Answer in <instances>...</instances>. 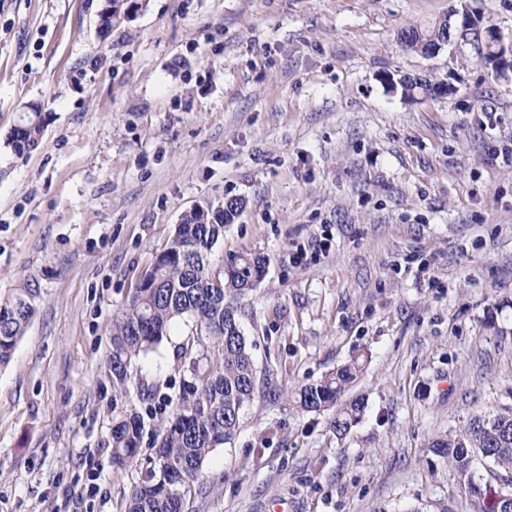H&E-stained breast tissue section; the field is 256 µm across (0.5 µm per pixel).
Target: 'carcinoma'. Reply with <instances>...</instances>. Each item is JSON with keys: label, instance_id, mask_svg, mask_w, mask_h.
<instances>
[{"label": "carcinoma", "instance_id": "obj_1", "mask_svg": "<svg viewBox=\"0 0 512 512\" xmlns=\"http://www.w3.org/2000/svg\"><path fill=\"white\" fill-rule=\"evenodd\" d=\"M123 0H108L111 14H100L103 32L126 17ZM448 18L426 27L409 26L399 33L404 46L426 55L429 37L447 28ZM401 91L433 92L436 84L418 82L412 74H399ZM44 132L40 110L25 113L14 126L8 144L21 156L37 147ZM243 200L231 198L209 215L210 223L197 224L187 214L176 225L170 245L155 265L140 277V286L112 317L110 332L114 399L128 395V368L133 359L148 354L171 326H189L177 346L178 367L188 374L178 393L171 396L149 390L145 412L126 411L112 421V466L124 470L139 462L145 434H150L153 457L136 485L126 512H193L187 490H203V467L211 452L236 435L241 413L257 392L252 344L239 320L235 300L257 287L266 262L252 254L232 255L215 269L208 259L224 238V226L233 222ZM33 315L22 296L0 301V366L9 362L18 340ZM364 357L354 355L336 370L312 382L282 385L272 390L302 412L320 413L336 408L333 432L345 434L359 422L365 401L355 398L338 405L363 371ZM431 448L456 473L471 512H503L499 496L512 494V405L493 412L477 409L459 430L435 438ZM485 465L488 479H474L476 461Z\"/></svg>", "mask_w": 512, "mask_h": 512}]
</instances>
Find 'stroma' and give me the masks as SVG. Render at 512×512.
I'll return each mask as SVG.
<instances>
[{
	"label": "stroma",
	"mask_w": 512,
	"mask_h": 512,
	"mask_svg": "<svg viewBox=\"0 0 512 512\" xmlns=\"http://www.w3.org/2000/svg\"><path fill=\"white\" fill-rule=\"evenodd\" d=\"M457 1L145 0L103 36L104 0H0V299L34 308L0 367V512H124L143 470L112 468V316L182 214L230 198L209 260L267 262L238 302L259 388L199 512H469L430 443L512 405V77L398 40ZM465 2L512 37V0ZM187 332L132 363L124 406L177 393ZM358 352L345 435L268 395ZM44 132V118L41 110L26 112L20 122L14 126L8 137V144L21 156L37 147Z\"/></svg>",
	"instance_id": "35a3bbf8"
}]
</instances>
